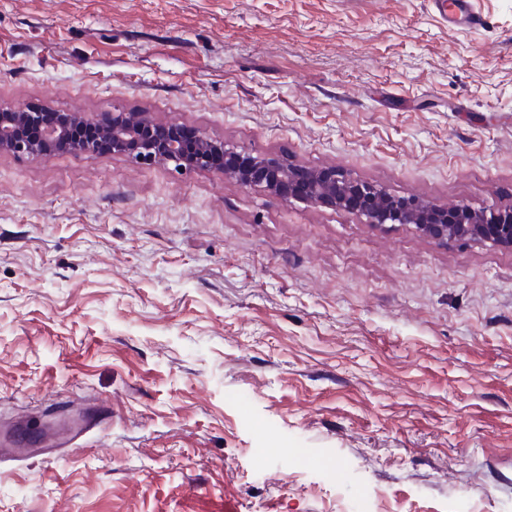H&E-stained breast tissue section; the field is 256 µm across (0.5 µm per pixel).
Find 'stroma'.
<instances>
[{
	"label": "stroma",
	"mask_w": 512,
	"mask_h": 512,
	"mask_svg": "<svg viewBox=\"0 0 512 512\" xmlns=\"http://www.w3.org/2000/svg\"><path fill=\"white\" fill-rule=\"evenodd\" d=\"M0 0V109L146 113L512 204V0ZM0 512H512V248L120 154L0 152ZM441 2L448 15V23L454 26L476 25L479 18L475 17L469 5V0H438ZM102 419L99 417H93L92 415L86 414L82 419L76 421L68 426L67 432H57L54 427H49L45 433L42 442L39 445H43L41 450L46 454H56L65 451L66 449L77 450L76 448L79 443L77 442L81 437L93 430L98 426ZM29 432L26 428L18 425L0 428V461L14 458L21 454L42 455L41 452L32 450V444L27 440Z\"/></svg>",
	"instance_id": "1"
}]
</instances>
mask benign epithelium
<instances>
[{
  "label": "benign epithelium",
  "instance_id": "benign-epithelium-1",
  "mask_svg": "<svg viewBox=\"0 0 512 512\" xmlns=\"http://www.w3.org/2000/svg\"><path fill=\"white\" fill-rule=\"evenodd\" d=\"M76 125L95 127L80 111L61 112L47 124L36 106L0 112V151L48 157L60 153H124L146 165L172 164L182 171L211 170L244 188L260 187L289 201L330 205L365 217L370 224H405L429 238L478 239L512 247V205L473 209L464 204L431 205L414 197L394 198L376 186L334 169L301 168L276 157L228 151L223 142L195 132L191 142L168 135V126L144 112H114L112 121L82 140Z\"/></svg>",
  "mask_w": 512,
  "mask_h": 512
}]
</instances>
